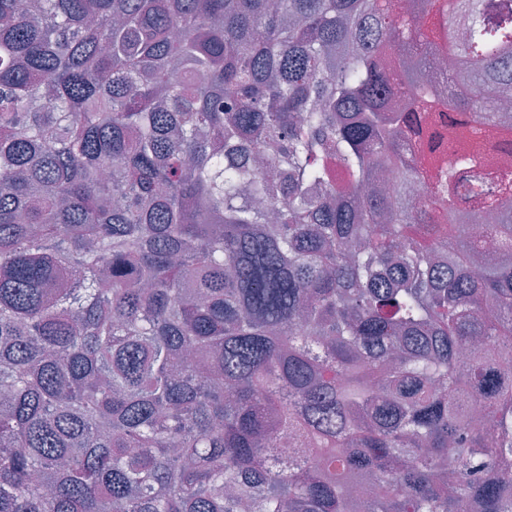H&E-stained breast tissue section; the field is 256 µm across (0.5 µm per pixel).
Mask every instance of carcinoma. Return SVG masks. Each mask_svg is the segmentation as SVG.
Returning a JSON list of instances; mask_svg holds the SVG:
<instances>
[{
  "mask_svg": "<svg viewBox=\"0 0 512 512\" xmlns=\"http://www.w3.org/2000/svg\"><path fill=\"white\" fill-rule=\"evenodd\" d=\"M422 2L416 200L397 0H0V512H512V0ZM449 56L445 48L439 47V52L430 58L426 70L433 77L440 92L439 98L441 100L448 98V75L454 68L453 59ZM507 119L506 127L500 129L502 130V134L500 140L502 142V149L498 152H495L492 155V164L495 168L500 171L511 175L512 174V102L508 108V112L506 113ZM507 133H511L508 135ZM420 134L411 131L407 133L401 148L399 164L412 167L419 171L420 177L414 186V198H426L428 191L435 183L438 166L448 161V153L443 156L430 153L428 135L432 131L429 124L423 123Z\"/></svg>",
  "mask_w": 512,
  "mask_h": 512,
  "instance_id": "carcinoma-1",
  "label": "carcinoma"
}]
</instances>
